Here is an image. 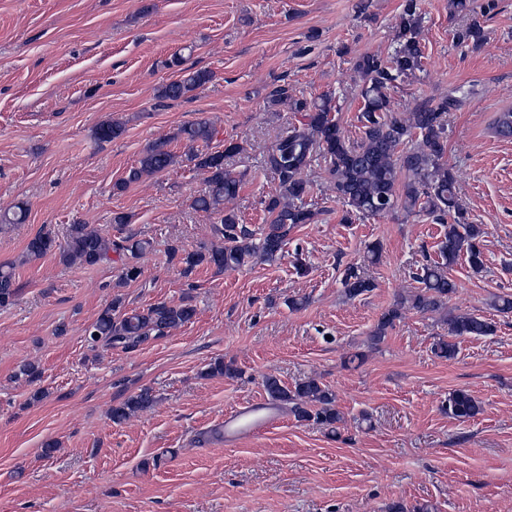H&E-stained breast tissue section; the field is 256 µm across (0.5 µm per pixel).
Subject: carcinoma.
Instances as JSON below:
<instances>
[{
    "instance_id": "cac0c4a2",
    "label": "carcinoma",
    "mask_w": 512,
    "mask_h": 512,
    "mask_svg": "<svg viewBox=\"0 0 512 512\" xmlns=\"http://www.w3.org/2000/svg\"><path fill=\"white\" fill-rule=\"evenodd\" d=\"M455 13L471 16V22L454 33V39L475 51L485 40L480 18L496 7L495 0H486L475 10L473 0H451ZM422 13L419 0H404L402 12L396 23V35L390 52L385 56L365 54L355 63L360 80L361 108L358 115L360 137H345L336 120V104L330 95L306 102L288 94V87L279 86L270 93L273 104L288 103L291 110L302 113V121L282 136L268 153L266 164L274 172L277 185L268 199L266 210L270 221L263 228L261 237L236 220L224 204L238 194L240 180L224 167V159L244 150L242 144L231 142L222 151L202 152L194 144L209 145L216 136V129L207 119H198L179 128L175 138L189 143L184 161L206 174L205 188L192 200V208L206 214L220 216L214 228L224 241L222 246L202 245L178 256L179 248H169L171 258H180L187 275L199 265L206 264L219 272L236 271L260 259L274 262L284 256L289 232L300 224L314 223L320 211L304 202L309 184L303 177L305 168L314 156L326 164L336 201L346 207L345 219L351 216L372 217L386 214L397 207L408 213L424 212L437 224L446 227L439 244L440 260H426L414 280L418 287L400 298L381 316L370 336L371 346H377L387 329L401 317V310L410 307L421 314H443L449 297L456 290V283L448 276V269L460 257H465L469 267L483 270L482 242L485 231L480 224L467 222V211L456 189V176L444 161V140L447 136L445 116L457 108L469 91L459 87L431 105L416 106L401 117L391 111L388 92L422 70L423 51L420 43ZM212 78L207 70L190 71L181 78L161 86L159 97L179 100L203 87ZM497 134L512 136V109L502 111L494 121ZM124 133L123 123L106 120L95 130L99 142H109ZM178 163L177 156L169 149L167 139L148 144L142 151L138 165L131 168L117 188L124 190L145 176H156ZM404 175L402 192H397L399 175ZM152 242L134 234L116 241L98 229L86 224L70 226L63 247L59 248L62 261L91 267L112 261L115 252L127 259L121 280L135 281L141 275L136 264ZM56 248L55 238L38 233L26 247L27 257L40 258ZM345 295L350 299L360 297L375 288V283L364 277L355 265L345 268L342 277ZM16 295L13 272L9 266L0 265V306L11 303ZM196 307L191 297L179 302L161 301L142 311L125 310L119 297L99 314L84 331V339L92 348L120 349L133 352L152 340L167 336L171 330L193 320ZM453 336H489L494 323L478 314H461L448 318ZM207 377L221 376L233 379L239 375L231 363L216 359L203 372ZM263 386L269 398L288 408L298 421L316 420L330 432H336L341 420L332 391L315 378L298 382L290 388L280 379L268 375ZM155 396L149 387L129 395L112 406V423L121 424L139 412L150 409ZM448 413L461 421L475 418L481 412L480 403L464 390L448 396Z\"/></svg>"
}]
</instances>
